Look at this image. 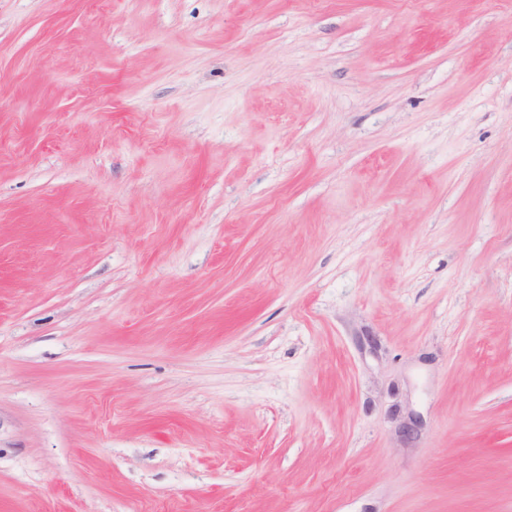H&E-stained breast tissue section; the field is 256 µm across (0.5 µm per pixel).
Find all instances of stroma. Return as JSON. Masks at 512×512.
Instances as JSON below:
<instances>
[{"label": "stroma", "mask_w": 512, "mask_h": 512, "mask_svg": "<svg viewBox=\"0 0 512 512\" xmlns=\"http://www.w3.org/2000/svg\"><path fill=\"white\" fill-rule=\"evenodd\" d=\"M0 512H512V0H0Z\"/></svg>", "instance_id": "35a3bbf8"}]
</instances>
